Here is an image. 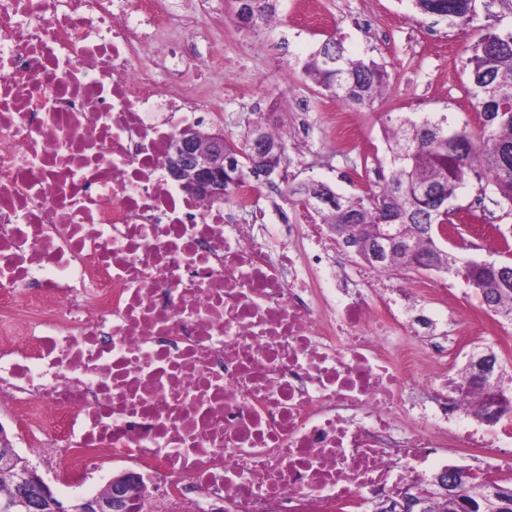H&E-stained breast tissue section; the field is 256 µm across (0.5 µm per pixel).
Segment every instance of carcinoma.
<instances>
[{
    "label": "carcinoma",
    "instance_id": "obj_1",
    "mask_svg": "<svg viewBox=\"0 0 512 512\" xmlns=\"http://www.w3.org/2000/svg\"><path fill=\"white\" fill-rule=\"evenodd\" d=\"M483 2L487 17L495 18L487 32L472 47L468 81L475 108L482 116L476 136L463 127L448 130V119L408 116L396 118V127L386 129L390 153L387 175L361 195L345 197L329 186L300 184L287 189L297 203L317 200L313 217L318 224L333 225L336 235L356 237L369 246L391 235L407 247L391 251L385 268L413 267L421 256L429 266L450 275H461L483 298L487 309L512 319V281L494 286V272L459 265L457 255L437 244L436 225L450 222L452 212L435 207L437 200H450L471 178L476 179L478 199L490 198L512 216V0H413L421 13L470 24L478 17L476 2ZM278 0H264L250 29L267 25L275 16ZM497 11H492V8ZM304 74L318 91L343 107L355 111L370 107L385 90L388 73L375 61L365 62L344 55L340 41L325 40L302 65ZM502 259L498 266L512 271V225L501 228ZM15 449L0 447V505L12 503L16 512H36V501L22 484L26 477L22 460L4 461ZM489 483L474 478L461 489V497L473 502L488 495Z\"/></svg>",
    "mask_w": 512,
    "mask_h": 512
}]
</instances>
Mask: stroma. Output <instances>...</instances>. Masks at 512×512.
<instances>
[{"label": "stroma", "mask_w": 512, "mask_h": 512, "mask_svg": "<svg viewBox=\"0 0 512 512\" xmlns=\"http://www.w3.org/2000/svg\"><path fill=\"white\" fill-rule=\"evenodd\" d=\"M321 16L301 14L297 0H280L271 27L240 28L229 0H215V36L195 63L197 86L212 108L205 130H223L241 141L249 126L288 132V179L320 181L340 194H362L378 179L389 153L385 115L420 118L447 115L452 126L479 133L465 64L484 33L486 17L468 25L436 24L410 0H313ZM341 41L347 56L375 60L389 73V86L373 107L356 112L351 150L341 151L327 116L340 112L336 100L305 80L303 61L328 37Z\"/></svg>", "instance_id": "stroma-1"}]
</instances>
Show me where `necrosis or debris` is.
I'll list each match as a JSON object with an SVG mask.
<instances>
[{
  "label": "necrosis or debris",
  "mask_w": 512,
  "mask_h": 512,
  "mask_svg": "<svg viewBox=\"0 0 512 512\" xmlns=\"http://www.w3.org/2000/svg\"><path fill=\"white\" fill-rule=\"evenodd\" d=\"M166 0H0V411L74 482L138 470L132 512H366L431 449L512 474V418L435 340L415 289L330 287L318 224L273 249L168 174L207 112Z\"/></svg>",
  "instance_id": "1"
}]
</instances>
